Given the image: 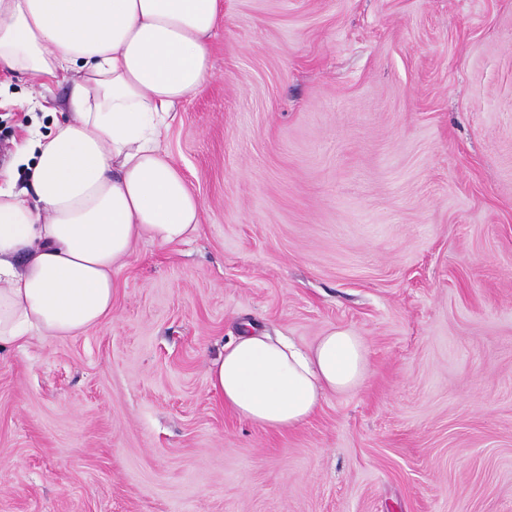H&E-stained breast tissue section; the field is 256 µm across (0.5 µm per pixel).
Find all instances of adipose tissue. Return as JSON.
I'll list each match as a JSON object with an SVG mask.
<instances>
[{
	"mask_svg": "<svg viewBox=\"0 0 512 512\" xmlns=\"http://www.w3.org/2000/svg\"><path fill=\"white\" fill-rule=\"evenodd\" d=\"M220 11V0H0V71L77 75L68 114L30 140L31 191L0 184V350L95 326L138 241L196 234L200 202L161 136L209 78ZM368 374V345L351 331L301 347L248 324L208 369L225 407L270 431Z\"/></svg>",
	"mask_w": 512,
	"mask_h": 512,
	"instance_id": "obj_1",
	"label": "adipose tissue"
}]
</instances>
